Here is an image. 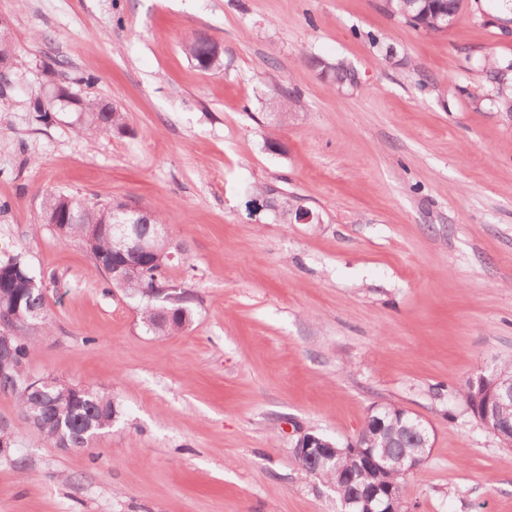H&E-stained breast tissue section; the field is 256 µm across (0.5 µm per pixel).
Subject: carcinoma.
Returning a JSON list of instances; mask_svg holds the SVG:
<instances>
[{"instance_id":"obj_1","label":"carcinoma","mask_w":512,"mask_h":512,"mask_svg":"<svg viewBox=\"0 0 512 512\" xmlns=\"http://www.w3.org/2000/svg\"><path fill=\"white\" fill-rule=\"evenodd\" d=\"M391 11L412 23L415 27L427 32L439 33L447 30L443 17L453 19L460 10V0H389ZM210 39L197 36L185 44L184 51L194 61L196 67L206 71L207 44ZM489 80L496 84L498 98L512 112V94L507 88L512 83V61L489 63L486 69ZM80 111L84 112L88 123L110 132H125L127 128L125 113L114 107H105L93 99L78 101ZM108 203L92 201L79 195L65 192L46 194L41 202L40 223L48 224L63 210L69 211V224L65 235L59 241L65 244L75 243L89 254L95 262L104 257L112 256V236L102 234L93 243L84 241L85 225L98 224L104 219ZM171 263H157L147 257L143 271L120 286L112 281V273L104 271L108 287H121L124 292L139 297L141 300V322L147 331L155 336H171L192 325L194 313L192 298L185 291L174 302H165L149 298V293L156 287H176L174 280L167 276ZM0 289L8 294V299L0 305L16 318L30 319L28 309L34 307L40 313L38 324L50 326V318L46 294L38 290L29 293L26 283L30 279L41 281L31 268L28 258L22 252L0 261ZM13 364L10 374L16 383L0 385L3 391L14 394L23 418L32 413L42 416L36 429L44 437L48 446L56 448L65 439L72 448H86L91 438L101 434L112 426V409H120L112 397L90 389L82 397H72L71 385L52 380L53 386L42 394L28 391L20 376L24 374L26 361L34 344L26 325L15 328L13 334ZM395 407H381L376 415L384 422V431H374L372 422L365 421L362 431L371 437L372 452L383 459L380 466H370L347 452L336 454V458L321 466L318 472L310 469L304 472L336 490L339 502L346 505L343 512H356L353 500L358 492L365 487L379 486L398 490L403 477L397 470L389 466L385 458L398 459L412 448L421 445V438L411 425L416 417L408 413L404 418L394 416Z\"/></svg>"}]
</instances>
